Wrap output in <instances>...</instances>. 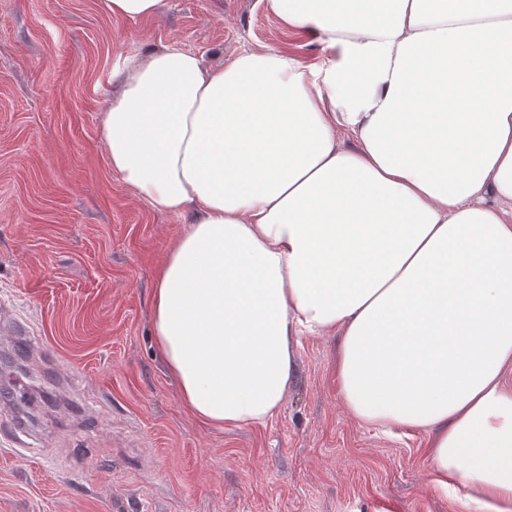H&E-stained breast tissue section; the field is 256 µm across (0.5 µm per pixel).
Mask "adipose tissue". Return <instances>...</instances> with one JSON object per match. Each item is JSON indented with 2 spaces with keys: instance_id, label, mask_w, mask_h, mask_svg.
Returning <instances> with one entry per match:
<instances>
[{
  "instance_id": "obj_1",
  "label": "adipose tissue",
  "mask_w": 512,
  "mask_h": 512,
  "mask_svg": "<svg viewBox=\"0 0 512 512\" xmlns=\"http://www.w3.org/2000/svg\"><path fill=\"white\" fill-rule=\"evenodd\" d=\"M325 56L126 59L108 163L185 217L156 353L198 420L273 418L305 336L364 425L419 431L440 485L512 512V0H264Z\"/></svg>"
}]
</instances>
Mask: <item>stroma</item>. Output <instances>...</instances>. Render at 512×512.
Wrapping results in <instances>:
<instances>
[{
  "mask_svg": "<svg viewBox=\"0 0 512 512\" xmlns=\"http://www.w3.org/2000/svg\"><path fill=\"white\" fill-rule=\"evenodd\" d=\"M176 44L218 67L242 50L321 59L262 0H164L112 17L99 0H0V307L28 350L0 369V512H479L436 485L423 434L357 423L336 345L309 337L280 413L216 428L182 405L155 353V272L184 220L108 164L112 68Z\"/></svg>",
  "mask_w": 512,
  "mask_h": 512,
  "instance_id": "stroma-1",
  "label": "stroma"
}]
</instances>
